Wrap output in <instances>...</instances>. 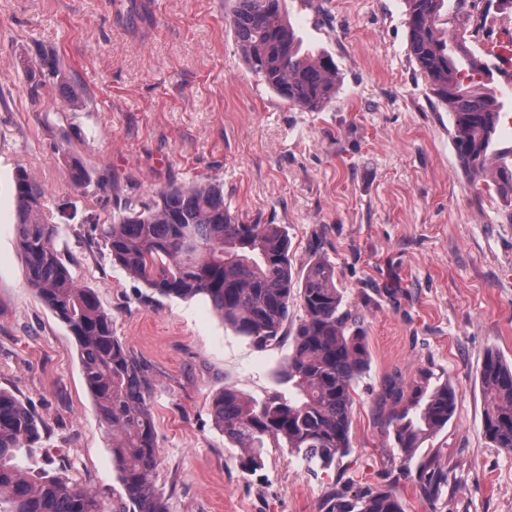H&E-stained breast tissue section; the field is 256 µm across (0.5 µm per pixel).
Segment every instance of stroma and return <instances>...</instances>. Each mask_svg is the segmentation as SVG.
<instances>
[{"instance_id": "obj_1", "label": "stroma", "mask_w": 512, "mask_h": 512, "mask_svg": "<svg viewBox=\"0 0 512 512\" xmlns=\"http://www.w3.org/2000/svg\"><path fill=\"white\" fill-rule=\"evenodd\" d=\"M233 0H0V388L47 424L29 476L53 469L97 492L121 485L70 330L35 296L16 247L14 177L45 191L55 247L139 362L167 512H322L334 488L395 484L405 512H512V452L483 434L487 350L512 363V206L497 174L472 185L447 107L410 52L405 0H285L304 44L336 62L335 95L309 111L247 68ZM70 145L91 175H66ZM224 189L231 214L283 225L294 272L314 241L359 315L369 367L354 385L351 453L312 471L286 448L243 472L216 425L227 387L287 392L289 345L263 348L205 297L153 294L112 257L102 227L167 183ZM447 383L457 408L433 441L448 487L424 502L385 422L383 387Z\"/></svg>"}]
</instances>
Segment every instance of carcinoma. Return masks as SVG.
Segmentation results:
<instances>
[{
  "label": "carcinoma",
  "instance_id": "obj_1",
  "mask_svg": "<svg viewBox=\"0 0 512 512\" xmlns=\"http://www.w3.org/2000/svg\"><path fill=\"white\" fill-rule=\"evenodd\" d=\"M284 0H235L231 16L245 64L282 100L317 110L334 94L332 56L303 47L285 17ZM410 48L431 93L451 112L454 142L463 169L482 180L504 112L493 86L498 68L472 47L471 27L448 29L467 0H406ZM69 179L89 173L67 147H59ZM497 190L512 206V149L499 156ZM16 243L28 285L66 324L76 341L85 384L102 425L112 431V464L122 487L117 512H165L153 473L159 448L147 405L141 366L112 333V317L94 293L81 288L54 246L58 226L42 219V187L15 173ZM103 235L112 262L164 297L208 298L242 336L263 347L288 342L281 375L294 396L249 402L226 387L213 399L224 437L242 449L241 468H264L266 450L288 448L311 467L329 469L352 448L354 384L367 369L369 351L357 319L343 307L336 267L320 253L301 277L293 276L290 241L280 224H247L224 208V191L213 184L155 188L130 200ZM299 303L303 317L287 329ZM483 429L496 448L512 452V366L485 353L480 370ZM385 395L401 405L388 420L404 463L441 433L453 417L456 391L388 383ZM44 422L12 393L0 389V512H105L99 496L60 473L22 475L24 455L38 449ZM420 496L433 502L448 487V465L436 454L406 470ZM323 512H405L392 483L362 487L350 495L327 493Z\"/></svg>",
  "mask_w": 512,
  "mask_h": 512
}]
</instances>
